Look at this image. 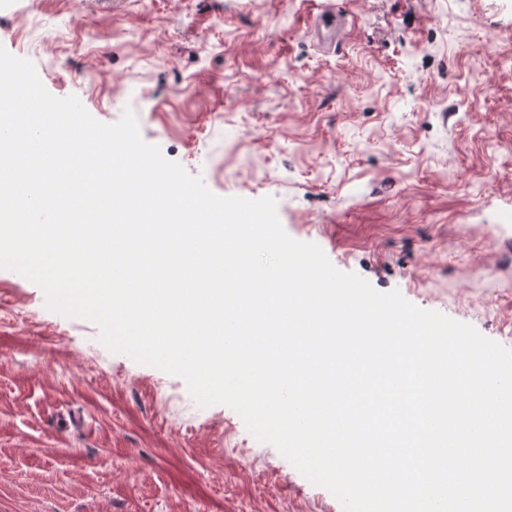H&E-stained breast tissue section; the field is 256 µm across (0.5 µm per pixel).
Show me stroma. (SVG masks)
I'll list each match as a JSON object with an SVG mask.
<instances>
[{
    "mask_svg": "<svg viewBox=\"0 0 512 512\" xmlns=\"http://www.w3.org/2000/svg\"><path fill=\"white\" fill-rule=\"evenodd\" d=\"M344 23L335 47L313 32ZM0 46L292 239L512 350V0H0ZM0 268V512H344Z\"/></svg>",
    "mask_w": 512,
    "mask_h": 512,
    "instance_id": "1",
    "label": "stroma"
}]
</instances>
